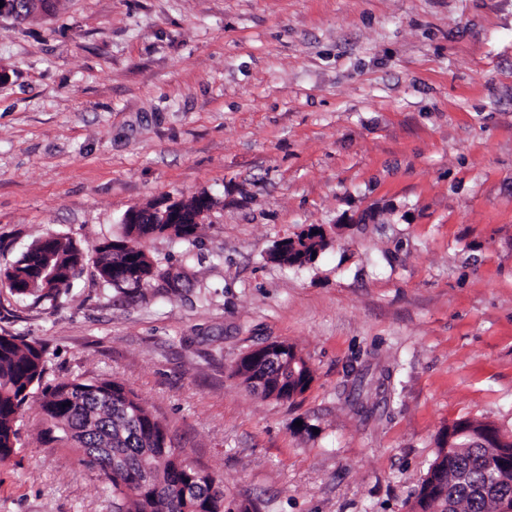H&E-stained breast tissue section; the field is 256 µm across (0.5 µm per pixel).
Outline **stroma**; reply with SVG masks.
I'll use <instances>...</instances> for the list:
<instances>
[{
    "mask_svg": "<svg viewBox=\"0 0 512 512\" xmlns=\"http://www.w3.org/2000/svg\"><path fill=\"white\" fill-rule=\"evenodd\" d=\"M0 269L55 234L69 292L0 286V334L46 350L44 385L115 379L176 447L260 512H412L439 433L512 435V0H57L0 19ZM208 191L179 294L105 286L125 213ZM320 226L306 266L275 242ZM293 344L283 402L232 377ZM0 463V512H112L48 442L38 398Z\"/></svg>",
    "mask_w": 512,
    "mask_h": 512,
    "instance_id": "1",
    "label": "stroma"
}]
</instances>
